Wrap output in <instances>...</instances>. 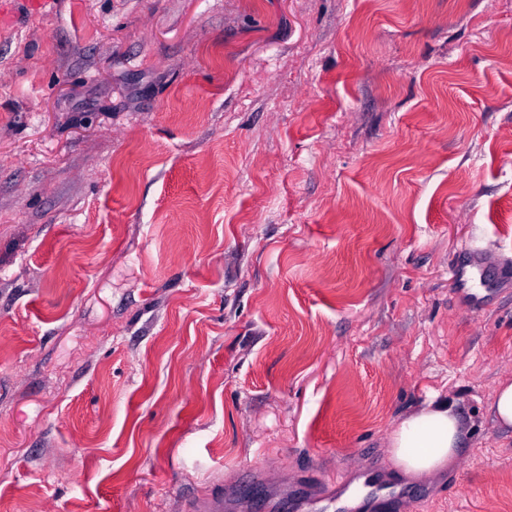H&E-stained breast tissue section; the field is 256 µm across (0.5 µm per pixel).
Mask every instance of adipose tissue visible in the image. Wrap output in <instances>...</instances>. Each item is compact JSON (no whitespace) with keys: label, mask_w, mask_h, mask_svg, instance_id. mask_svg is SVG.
I'll list each match as a JSON object with an SVG mask.
<instances>
[{"label":"adipose tissue","mask_w":512,"mask_h":512,"mask_svg":"<svg viewBox=\"0 0 512 512\" xmlns=\"http://www.w3.org/2000/svg\"><path fill=\"white\" fill-rule=\"evenodd\" d=\"M462 418L451 402L428 403L401 419L387 439L389 460L399 476L411 481L441 476L462 451Z\"/></svg>","instance_id":"1"}]
</instances>
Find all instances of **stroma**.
<instances>
[{
  "mask_svg": "<svg viewBox=\"0 0 512 512\" xmlns=\"http://www.w3.org/2000/svg\"><path fill=\"white\" fill-rule=\"evenodd\" d=\"M6 10L0 512H512V0ZM434 399L460 460L404 482ZM490 412L493 420L502 427H512V381L505 379L499 382ZM462 417L451 402L435 403L401 419L387 439L389 460L410 481L442 476L462 451Z\"/></svg>",
  "mask_w": 512,
  "mask_h": 512,
  "instance_id": "35a3bbf8",
  "label": "stroma"
}]
</instances>
